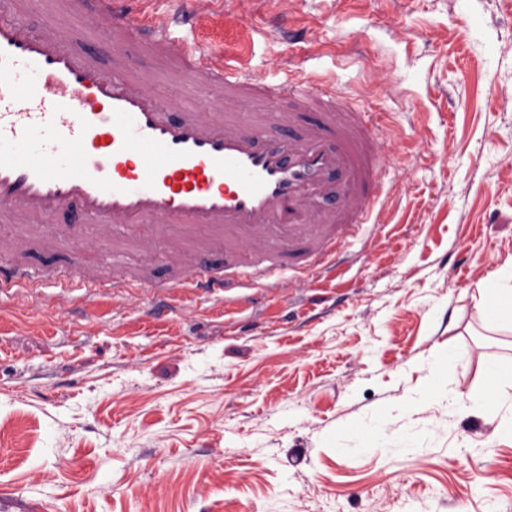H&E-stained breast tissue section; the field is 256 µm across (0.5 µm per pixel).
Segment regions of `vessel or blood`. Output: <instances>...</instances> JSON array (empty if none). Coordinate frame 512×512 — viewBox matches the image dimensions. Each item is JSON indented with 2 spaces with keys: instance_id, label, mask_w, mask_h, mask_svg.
<instances>
[{
  "instance_id": "vessel-or-blood-1",
  "label": "vessel or blood",
  "mask_w": 512,
  "mask_h": 512,
  "mask_svg": "<svg viewBox=\"0 0 512 512\" xmlns=\"http://www.w3.org/2000/svg\"><path fill=\"white\" fill-rule=\"evenodd\" d=\"M97 2L118 42L176 58L194 83L221 94L207 112L157 101L126 59L71 50L60 18L35 32L19 0H0L1 223L47 224L68 211L82 224L218 225L246 238L249 254L229 276L187 268L175 286L156 288V321L174 288L220 295L271 275L285 257L318 276L349 228L382 223L375 125L344 90L282 67L262 82L188 45L176 33L199 25L200 8L158 15L134 10V0ZM251 97L273 106L245 121L236 107ZM284 97L292 108L277 107ZM306 112L318 121L301 124Z\"/></svg>"
}]
</instances>
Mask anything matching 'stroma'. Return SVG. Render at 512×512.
I'll list each match as a JSON object with an SVG mask.
<instances>
[{
  "label": "stroma",
  "mask_w": 512,
  "mask_h": 512,
  "mask_svg": "<svg viewBox=\"0 0 512 512\" xmlns=\"http://www.w3.org/2000/svg\"><path fill=\"white\" fill-rule=\"evenodd\" d=\"M205 15L184 38L261 80L286 61L320 72L399 128L378 132L386 222L342 240L343 279L295 263L248 305L180 295L161 323L149 289L72 273L218 269L223 228L0 227V264L37 276L0 291V497L13 512H512V435L450 406L512 363V332L474 301L512 266V0H210ZM65 40L125 54L157 98L205 97L106 22L72 20ZM450 348L449 397L428 399ZM375 410L393 433L448 429L418 454L335 446Z\"/></svg>",
  "instance_id": "obj_1"
}]
</instances>
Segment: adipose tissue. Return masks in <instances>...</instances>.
I'll return each instance as SVG.
<instances>
[{"mask_svg":"<svg viewBox=\"0 0 512 512\" xmlns=\"http://www.w3.org/2000/svg\"><path fill=\"white\" fill-rule=\"evenodd\" d=\"M481 309L488 319L501 328L512 327V269L504 268L493 274L479 288ZM445 431L444 424L411 427L401 434L387 432V419L382 411L367 414L354 426L338 432L337 447L359 454L380 449L393 452L401 450L419 451L430 447Z\"/></svg>","mask_w":512,"mask_h":512,"instance_id":"ef3b65f1","label":"adipose tissue"}]
</instances>
